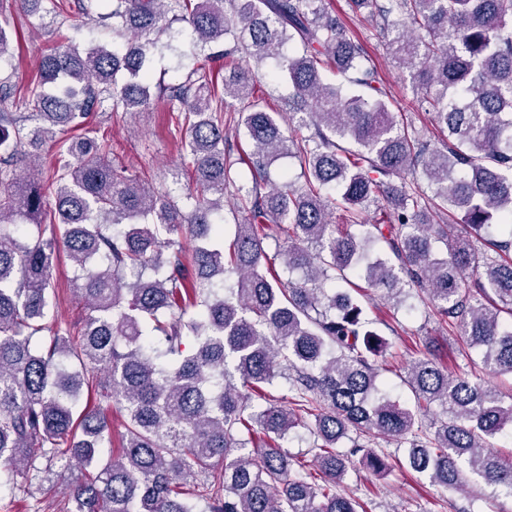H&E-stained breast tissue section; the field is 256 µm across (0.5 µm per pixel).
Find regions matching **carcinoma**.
Listing matches in <instances>:
<instances>
[{
  "label": "carcinoma",
  "instance_id": "cac0c4a2",
  "mask_svg": "<svg viewBox=\"0 0 512 512\" xmlns=\"http://www.w3.org/2000/svg\"><path fill=\"white\" fill-rule=\"evenodd\" d=\"M101 2L87 0L84 14L135 43L82 49L61 37L39 59L25 117L8 112L12 87L0 81V466L38 482L56 467L70 474L72 512H198L199 500L206 512H364L336 485L356 455L376 473L391 469L370 447L382 436L406 444L399 463L433 484L512 494V463L488 442L512 426V401L448 372L427 343L407 371L414 404L393 399L380 381L388 343L336 287L350 269L387 301L427 305L481 350L484 371L512 375V0H347L410 73L438 148L409 109L384 100L374 60L325 0L92 9ZM177 21L191 28L194 62L159 93L188 127L180 157L195 187L183 207L178 172L169 189L147 186L112 163L111 143L73 134L109 100L114 112L150 106L152 62L177 50ZM217 43L222 75L207 67ZM266 61L267 78L292 88L286 112L253 99L252 65ZM330 67L343 81L323 79ZM230 100L248 102L235 133L252 147L249 181L226 145ZM48 143L59 153L53 178L13 171ZM285 155L303 184L271 179ZM228 192L240 219L226 248ZM456 221L492 237L494 253L457 234ZM269 243L298 279L276 275ZM62 250L87 314L79 340L59 327L38 343ZM279 379L287 405L268 393ZM90 385L126 417L123 453L105 462V409L80 407ZM433 407L427 435L419 422ZM296 428L313 437L316 476L291 467L282 441ZM348 437L351 451H338Z\"/></svg>",
  "mask_w": 512,
  "mask_h": 512
}]
</instances>
